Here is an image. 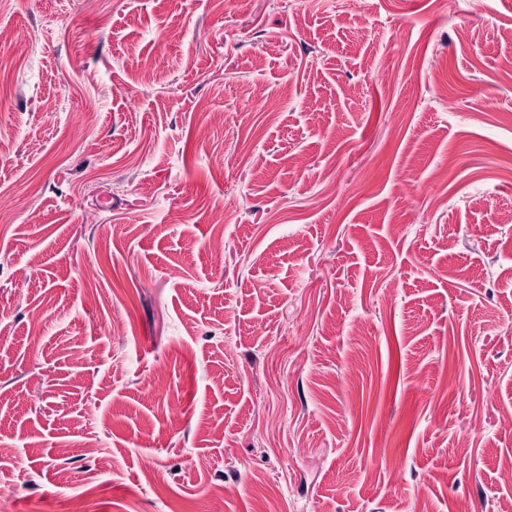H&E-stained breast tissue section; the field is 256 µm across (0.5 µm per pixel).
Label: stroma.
<instances>
[{
	"instance_id": "1",
	"label": "stroma",
	"mask_w": 512,
	"mask_h": 512,
	"mask_svg": "<svg viewBox=\"0 0 512 512\" xmlns=\"http://www.w3.org/2000/svg\"><path fill=\"white\" fill-rule=\"evenodd\" d=\"M0 203V512L512 501V0H0Z\"/></svg>"
}]
</instances>
